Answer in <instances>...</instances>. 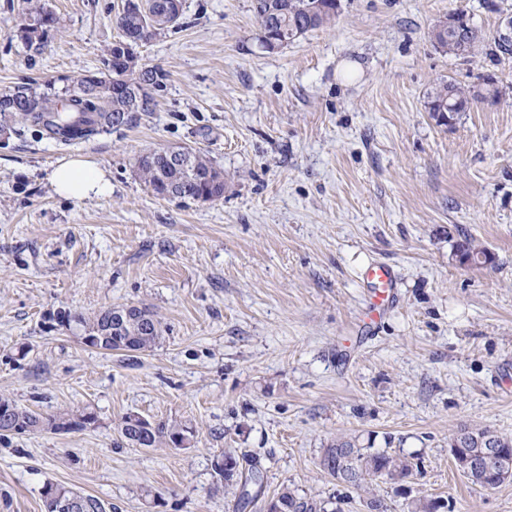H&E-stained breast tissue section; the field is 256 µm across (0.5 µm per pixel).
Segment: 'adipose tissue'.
Returning a JSON list of instances; mask_svg holds the SVG:
<instances>
[{
    "instance_id": "ef3b65f1",
    "label": "adipose tissue",
    "mask_w": 512,
    "mask_h": 512,
    "mask_svg": "<svg viewBox=\"0 0 512 512\" xmlns=\"http://www.w3.org/2000/svg\"><path fill=\"white\" fill-rule=\"evenodd\" d=\"M47 179L56 193L75 199L104 196L112 191L108 171L87 157L60 161L51 169Z\"/></svg>"
}]
</instances>
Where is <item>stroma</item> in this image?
<instances>
[{
  "label": "stroma",
  "instance_id": "stroma-1",
  "mask_svg": "<svg viewBox=\"0 0 512 512\" xmlns=\"http://www.w3.org/2000/svg\"><path fill=\"white\" fill-rule=\"evenodd\" d=\"M58 19L28 61L0 0V90L76 78L119 40L125 0H40ZM464 12L484 41L455 57L431 39ZM512 0H340L334 24L264 49L254 0H184L183 25L137 47L166 75L155 111L87 142L0 146V397L43 415L87 409L81 431L0 439V512H43L45 485L103 512H265L282 489L365 512H512V479L473 484L450 452L461 427L512 436V57L490 52ZM492 78L496 104L452 125L426 108L437 83ZM204 152L216 201L155 196L139 154ZM107 169L112 193L66 200L47 175L64 157ZM486 264L454 256L461 239ZM392 263L398 301L361 330L363 268ZM148 308L163 328L142 353L83 345L63 311ZM136 412L191 428L183 448H133ZM410 461L402 481L339 483L332 441ZM255 464L241 508L214 464Z\"/></svg>",
  "mask_w": 512,
  "mask_h": 512
}]
</instances>
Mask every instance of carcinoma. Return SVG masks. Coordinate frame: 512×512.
<instances>
[{
  "label": "carcinoma",
  "mask_w": 512,
  "mask_h": 512,
  "mask_svg": "<svg viewBox=\"0 0 512 512\" xmlns=\"http://www.w3.org/2000/svg\"><path fill=\"white\" fill-rule=\"evenodd\" d=\"M260 27L274 38H280L290 30L306 32L326 27L336 18V0H290V7L270 15L271 6L279 0H257ZM148 17H136L124 10L116 19L121 31L122 43L109 49L102 60V67L68 82L63 78V86L58 87L48 81L42 85L32 82L10 87L0 92V128L8 129L10 135L25 140L30 135L46 137L62 145L89 141L120 127L130 126L138 119L140 112H153L158 97L165 90V74H160L151 93L141 102H133L127 94V84L144 67L138 64L135 46L141 37ZM57 17L40 7L28 9L23 14L16 29V38L23 44L30 57L42 54L47 46L51 31L56 28ZM432 40L448 53L460 55V47L468 46L472 55L483 42L476 28L462 29L436 24L431 32ZM501 91L495 83L486 78L482 82L464 88L454 81L438 83L427 96L428 111L464 112L474 104L495 103ZM148 159L140 154L135 165L140 178L159 197H166L169 188L177 185L175 197L179 199L217 200L224 196V180L220 170L201 151L193 150L192 173L184 174L173 168L158 152ZM455 253L464 257L467 263L488 262L490 254L484 249L475 248L471 241L463 239L456 243ZM153 316L143 307L131 309L129 318L123 321L121 330L112 332V309L106 308L92 316L66 313L62 320L74 323L82 336L96 339L92 347L110 351L145 352L159 342L162 325L153 320L152 327L146 329L139 321V315ZM1 406L14 409V417L21 433L37 434L48 430H82L95 422L91 412L70 411L44 416L18 407L8 399L0 398ZM189 428L158 420L150 434L143 439L144 446L154 447L174 442L178 435H186ZM470 439L468 448H482L488 437L498 440V445L512 455V438L503 437L490 429L470 431L466 428L457 432ZM323 471L344 484L360 487L368 480L384 476L409 477L412 465L408 460L386 451L367 452L348 441H337L324 449L319 462ZM217 474L228 484L239 471V458L233 452H226L216 461ZM475 484L494 488L505 481L496 463L478 472L469 473ZM74 490L61 485H48L44 490L45 512H57L58 505L70 499ZM281 512H323L316 502L296 496L283 489L276 496Z\"/></svg>",
  "instance_id": "cac0c4a2"
}]
</instances>
